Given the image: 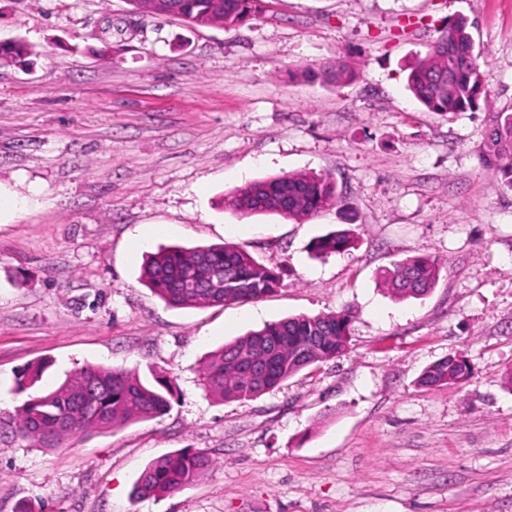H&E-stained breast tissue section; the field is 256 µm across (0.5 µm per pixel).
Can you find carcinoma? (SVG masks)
<instances>
[{
    "label": "carcinoma",
    "mask_w": 512,
    "mask_h": 512,
    "mask_svg": "<svg viewBox=\"0 0 512 512\" xmlns=\"http://www.w3.org/2000/svg\"><path fill=\"white\" fill-rule=\"evenodd\" d=\"M259 0H128L131 10L156 18L176 17L192 28L237 27L256 16ZM467 23L448 24L429 45L426 56L410 68L408 88L428 111L455 114L479 108L485 88ZM29 53L23 42L0 43V64ZM356 71L342 62H323L300 72L332 85H342ZM492 136L479 155L481 164L512 187V111L487 115ZM225 209L235 215L276 214L300 220L330 207L345 206L329 174L296 172L240 185L224 196ZM356 241L348 228L317 238L312 256L345 251ZM441 266L427 256L406 258L380 274L395 296L417 298L439 278ZM142 279L167 304L175 307L247 304L276 292L281 272L256 262L242 246L226 243L193 248L167 247L150 254ZM353 313L345 309L316 316L299 315L253 330L212 352L200 369V385L222 401L246 400L269 393L305 369L334 360L346 348ZM468 376L458 354L429 365L420 376L425 387L455 386ZM173 386L164 376L144 382L138 374L117 367L86 365L56 389L30 395L17 407L10 423L35 446L55 448L76 431L110 429L117 424L148 421L171 407ZM213 466L204 451L183 448L149 463L139 474L133 493L159 497L194 484Z\"/></svg>",
    "instance_id": "carcinoma-1"
}]
</instances>
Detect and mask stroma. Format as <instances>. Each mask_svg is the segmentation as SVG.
<instances>
[{"label": "stroma", "instance_id": "1", "mask_svg": "<svg viewBox=\"0 0 512 512\" xmlns=\"http://www.w3.org/2000/svg\"><path fill=\"white\" fill-rule=\"evenodd\" d=\"M466 18L488 94L477 111H426L408 69ZM0 186L31 209L0 223V419L88 364L171 378L158 418L38 448L0 428V512H512V189L478 161L488 112L512 108V0H261L236 28L187 27L127 0H0ZM344 59L350 84L293 79ZM331 175L358 235L316 259L338 209L297 222L237 216L251 180ZM233 243L282 288L260 301L176 308L141 279L147 253ZM428 255L420 298L378 273ZM352 309L346 349L274 391L204 392L205 356L295 315ZM460 353L469 377L419 385ZM214 467L134 498L144 467L182 449Z\"/></svg>", "mask_w": 512, "mask_h": 512}]
</instances>
